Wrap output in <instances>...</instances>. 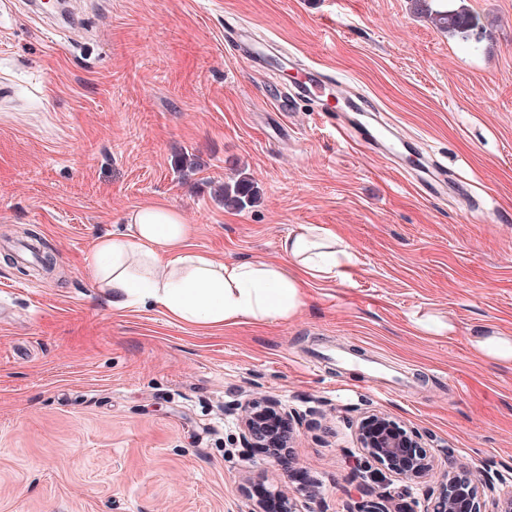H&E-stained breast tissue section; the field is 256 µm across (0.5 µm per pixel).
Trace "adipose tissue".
Wrapping results in <instances>:
<instances>
[{"label": "adipose tissue", "instance_id": "ef3b65f1", "mask_svg": "<svg viewBox=\"0 0 512 512\" xmlns=\"http://www.w3.org/2000/svg\"><path fill=\"white\" fill-rule=\"evenodd\" d=\"M127 222L128 235L100 238L94 253V275L113 307L159 306L195 325L286 320L304 303L305 278H335L352 259L344 241L320 225L289 233L280 261L224 263L186 252L193 227L165 205L134 209Z\"/></svg>", "mask_w": 512, "mask_h": 512}]
</instances>
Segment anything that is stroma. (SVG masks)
Masks as SVG:
<instances>
[{
  "instance_id": "1",
  "label": "stroma",
  "mask_w": 512,
  "mask_h": 512,
  "mask_svg": "<svg viewBox=\"0 0 512 512\" xmlns=\"http://www.w3.org/2000/svg\"><path fill=\"white\" fill-rule=\"evenodd\" d=\"M464 4L481 42L410 0H69L65 19L0 0V512H248L279 489L343 512L357 483L343 451L369 411L425 434L438 470L512 466V366L470 341L512 336V0ZM234 27L289 67L239 55ZM311 62L443 163L447 194L423 195L408 162L316 106L279 115L276 89ZM241 175L257 200L225 209L220 189ZM155 203L216 260L279 259L301 224L334 230L353 260L272 325L113 308L93 281L97 240ZM32 234L51 272L15 260ZM429 317L452 332L425 334ZM332 345L404 386L310 371ZM251 395L303 415L298 469L239 454Z\"/></svg>"
}]
</instances>
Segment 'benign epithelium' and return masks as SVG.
<instances>
[{"instance_id": "7a95c632", "label": "benign epithelium", "mask_w": 512, "mask_h": 512, "mask_svg": "<svg viewBox=\"0 0 512 512\" xmlns=\"http://www.w3.org/2000/svg\"><path fill=\"white\" fill-rule=\"evenodd\" d=\"M300 417L269 399H248L238 406L242 451L264 448L278 461L289 452ZM356 472L363 480L359 493L349 496L344 512H400L395 500H415L414 491L429 477L434 458L428 452L425 436L388 415L372 412L357 427ZM398 479L400 487H385L383 473ZM502 475L484 470L478 479L466 469L447 471L438 487L423 490V512H512V490L502 498L496 484ZM274 512H304L284 491L270 493Z\"/></svg>"}]
</instances>
